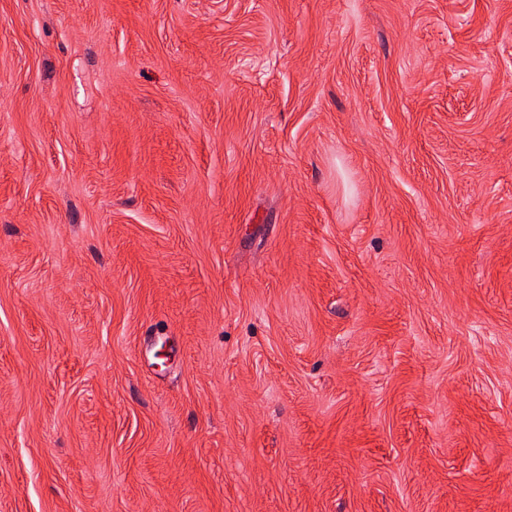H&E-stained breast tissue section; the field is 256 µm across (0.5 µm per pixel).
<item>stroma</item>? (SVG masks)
Returning <instances> with one entry per match:
<instances>
[{
	"label": "stroma",
	"mask_w": 512,
	"mask_h": 512,
	"mask_svg": "<svg viewBox=\"0 0 512 512\" xmlns=\"http://www.w3.org/2000/svg\"><path fill=\"white\" fill-rule=\"evenodd\" d=\"M0 512H512V0H0Z\"/></svg>",
	"instance_id": "obj_1"
}]
</instances>
